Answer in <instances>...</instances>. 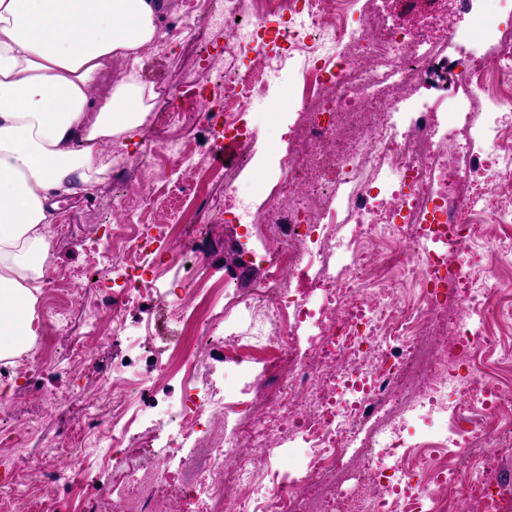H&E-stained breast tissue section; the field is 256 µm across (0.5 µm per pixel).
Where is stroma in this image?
<instances>
[{
  "mask_svg": "<svg viewBox=\"0 0 512 512\" xmlns=\"http://www.w3.org/2000/svg\"><path fill=\"white\" fill-rule=\"evenodd\" d=\"M185 0H167L161 31L170 42L169 50L157 48L145 52L138 66L141 80L161 89L152 110L139 129L134 143L128 147L130 164L122 180H101L92 194L80 193L60 199L57 220L65 221L68 230L55 236L47 268L59 285L58 305L47 298L37 304L35 328L37 342L44 350L39 358L22 353L13 363L0 362V397L11 400L0 410V425L20 429L27 437V450L14 457L18 481L31 484L33 494L47 496V489L36 485L35 475L46 468L73 470L69 454H57V425L52 417L59 396L71 399L70 417L79 420L84 402L100 397L112 382L113 366L138 354L125 341L113 337L112 291L124 284L126 258L112 250V226L119 217L140 205L139 188L146 173L156 166L158 158L149 153L151 145L169 140L187 142L196 157L212 161L213 128L207 121L187 123L174 113L175 101L169 90L178 88L182 77L197 68L201 50L216 52L224 47V31L208 25L203 19L185 18ZM302 66L294 64L276 79L275 103L258 101L241 115L240 125L254 136V157L246 167H239L235 153H228L224 168L236 178L243 192L255 204H262V182L275 173L274 151L285 146L287 131L284 114L301 79ZM192 174L170 171L169 183L163 189L156 207L171 233L182 234L192 227L203 264H176L167 268L165 282L195 278L206 285H235L241 293H251L263 280L262 266H255L250 280L234 281L226 266L227 242L236 240L245 252H252L253 243L243 224H225L205 220L203 211L225 209L237 211V198L226 197L223 178L206 183L202 193H194ZM101 318L99 331H91L86 321L89 312ZM83 341L89 351L85 362L72 361L68 349L72 342Z\"/></svg>",
  "mask_w": 512,
  "mask_h": 512,
  "instance_id": "35a3bbf8",
  "label": "stroma"
}]
</instances>
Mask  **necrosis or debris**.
Wrapping results in <instances>:
<instances>
[{
	"mask_svg": "<svg viewBox=\"0 0 512 512\" xmlns=\"http://www.w3.org/2000/svg\"><path fill=\"white\" fill-rule=\"evenodd\" d=\"M187 0L224 30V54L253 51L246 69L224 70L225 106L207 120L215 148L234 143L249 163L241 112L269 80L302 59L303 84L290 144L262 207L247 209L267 241L262 290L222 301L218 288H162L132 265L112 292V331L131 306L166 307L191 342L155 351L137 371L113 369V385L192 382L224 305V350L248 375L234 400L214 385L187 394L147 423L133 397L109 418L86 408L69 422L106 486L36 501L37 512H512V239L488 248L493 227L512 225V40L484 20L494 53L476 52L451 73V100L401 113L454 31L391 25L385 0ZM491 217L493 226L482 223ZM158 447L157 457L142 456ZM209 461L185 473L186 451ZM298 448L296 473L280 472ZM354 466H346L349 449Z\"/></svg>",
	"mask_w": 512,
	"mask_h": 512,
	"instance_id": "4bbe7bcc",
	"label": "necrosis or debris"
}]
</instances>
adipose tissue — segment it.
Segmentation results:
<instances>
[{
    "instance_id": "1",
    "label": "adipose tissue",
    "mask_w": 512,
    "mask_h": 512,
    "mask_svg": "<svg viewBox=\"0 0 512 512\" xmlns=\"http://www.w3.org/2000/svg\"><path fill=\"white\" fill-rule=\"evenodd\" d=\"M161 0H0V362L33 343L60 197L92 192L156 93L136 67ZM126 71L105 98L113 63Z\"/></svg>"
}]
</instances>
